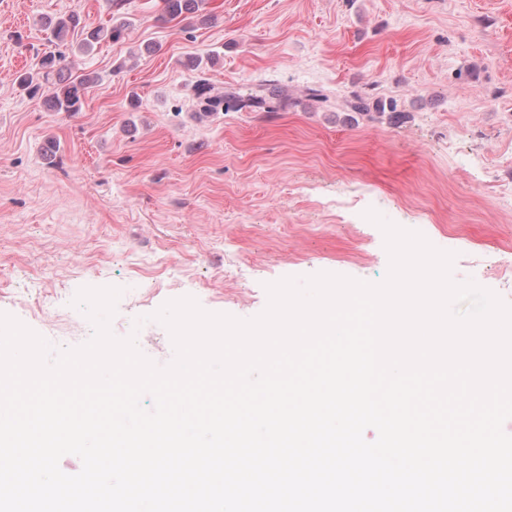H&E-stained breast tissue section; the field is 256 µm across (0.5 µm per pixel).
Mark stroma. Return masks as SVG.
<instances>
[{
    "label": "stroma",
    "mask_w": 512,
    "mask_h": 512,
    "mask_svg": "<svg viewBox=\"0 0 512 512\" xmlns=\"http://www.w3.org/2000/svg\"><path fill=\"white\" fill-rule=\"evenodd\" d=\"M205 7L213 22L192 25L132 0L124 38L74 57L73 74L99 81L68 116L14 75L49 46L42 16L76 11L92 28L110 0H0V313L74 348L94 334L78 290L117 287L112 333L164 367L175 350L154 314L168 301L250 319L285 277L382 282L370 209L454 253L455 282L512 305L492 255L512 237V0ZM201 73L219 93L275 81L287 105L203 115ZM356 94L395 112L350 111ZM360 249L368 261L351 260ZM237 265L241 286L225 287Z\"/></svg>",
    "instance_id": "obj_1"
}]
</instances>
